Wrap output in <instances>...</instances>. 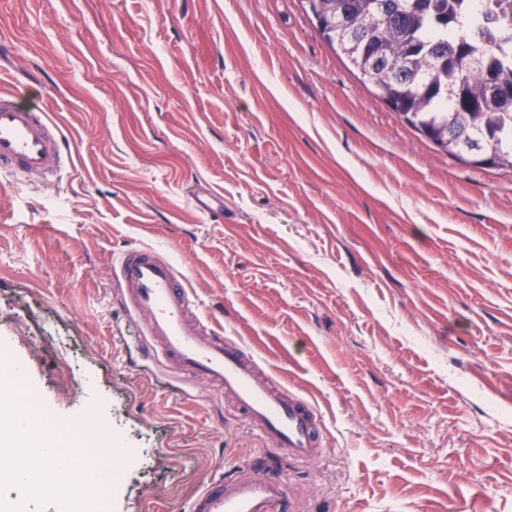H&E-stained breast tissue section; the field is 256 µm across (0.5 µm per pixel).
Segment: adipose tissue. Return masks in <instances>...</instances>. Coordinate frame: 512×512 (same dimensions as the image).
Instances as JSON below:
<instances>
[{"label": "adipose tissue", "mask_w": 512, "mask_h": 512, "mask_svg": "<svg viewBox=\"0 0 512 512\" xmlns=\"http://www.w3.org/2000/svg\"><path fill=\"white\" fill-rule=\"evenodd\" d=\"M23 419L8 400L0 401V485H10L25 491L22 500L0 498V512H25L28 501L38 499L45 490L66 494L69 472L65 461L54 455L48 436L42 432L24 430ZM29 453L36 468L16 469L13 461L19 452Z\"/></svg>", "instance_id": "ef3b65f1"}]
</instances>
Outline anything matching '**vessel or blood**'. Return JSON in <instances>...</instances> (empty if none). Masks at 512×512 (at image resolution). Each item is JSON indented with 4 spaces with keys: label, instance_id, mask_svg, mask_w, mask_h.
I'll return each mask as SVG.
<instances>
[{
    "label": "vessel or blood",
    "instance_id": "obj_1",
    "mask_svg": "<svg viewBox=\"0 0 512 512\" xmlns=\"http://www.w3.org/2000/svg\"><path fill=\"white\" fill-rule=\"evenodd\" d=\"M66 164L63 136L46 112L0 92V170L51 181ZM116 285L124 306L145 318L143 353L174 376L202 381L231 397L245 423L273 450L303 462L322 455L323 423L315 407L258 371L254 356L206 325L184 275L147 247L130 248L118 260ZM191 512H295L294 493L280 477L245 468L207 484Z\"/></svg>",
    "mask_w": 512,
    "mask_h": 512
}]
</instances>
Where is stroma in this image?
<instances>
[{
	"mask_svg": "<svg viewBox=\"0 0 512 512\" xmlns=\"http://www.w3.org/2000/svg\"><path fill=\"white\" fill-rule=\"evenodd\" d=\"M0 37V90L73 155L46 186L0 173V343L15 409L32 389L34 428L120 463L105 499L73 475L74 512H189L245 467L300 512H512L511 170L437 152L301 0H0ZM131 247L313 403L318 462L143 356Z\"/></svg>",
	"mask_w": 512,
	"mask_h": 512,
	"instance_id": "1",
	"label": "stroma"
}]
</instances>
